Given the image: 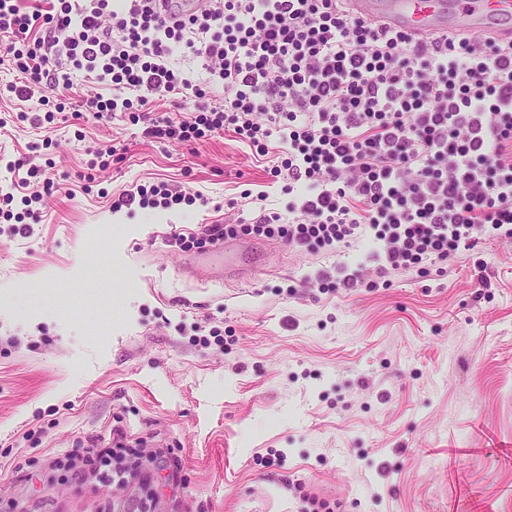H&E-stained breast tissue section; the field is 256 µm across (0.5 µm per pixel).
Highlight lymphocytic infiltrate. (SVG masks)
<instances>
[{
  "label": "lymphocytic infiltrate",
  "mask_w": 512,
  "mask_h": 512,
  "mask_svg": "<svg viewBox=\"0 0 512 512\" xmlns=\"http://www.w3.org/2000/svg\"><path fill=\"white\" fill-rule=\"evenodd\" d=\"M161 0H0V36L20 77L9 96L33 101L32 125L52 123L47 105L74 73L111 87L81 103L99 121L131 109L148 135L193 143L233 131L266 155L292 196L286 211L254 198L255 215L205 229L203 237L252 235L311 253L373 243L374 278L363 267L317 270L312 279L346 293L376 288L424 263L454 261L487 236L512 240V37L448 33L422 42L351 14L345 0H204L176 21ZM188 50L224 89L212 103L172 56ZM192 103L182 120L152 115L155 99ZM32 166L19 193L0 194V235L30 233L44 217ZM180 188L133 184L112 203L170 209ZM23 227L11 226L13 215ZM49 466L79 479L93 474L123 486L144 460L116 431L53 457Z\"/></svg>",
  "instance_id": "obj_1"
}]
</instances>
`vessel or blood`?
Masks as SVG:
<instances>
[{"instance_id":"vessel-or-blood-1","label":"vessel or blood","mask_w":512,"mask_h":512,"mask_svg":"<svg viewBox=\"0 0 512 512\" xmlns=\"http://www.w3.org/2000/svg\"><path fill=\"white\" fill-rule=\"evenodd\" d=\"M348 6L358 16L423 39L450 30L475 35L512 31V0H348ZM179 265L185 274L206 276L216 288L252 282L267 268L264 260L243 257L232 239L186 254Z\"/></svg>"}]
</instances>
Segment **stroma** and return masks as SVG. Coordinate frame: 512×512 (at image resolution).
Returning a JSON list of instances; mask_svg holds the SVG:
<instances>
[{
  "mask_svg": "<svg viewBox=\"0 0 512 512\" xmlns=\"http://www.w3.org/2000/svg\"><path fill=\"white\" fill-rule=\"evenodd\" d=\"M105 90L75 81L47 129L0 96V191L33 164L48 178L42 223L0 236V512L120 498L135 512L132 488L45 465L116 429L163 449V512H300L309 496L336 512H512V241L352 294L303 279L361 250L292 249L243 288L181 280L172 228L236 218L247 190L285 208L280 145L186 146L79 115ZM161 182L208 202L113 211L128 185Z\"/></svg>",
  "mask_w": 512,
  "mask_h": 512,
  "instance_id": "stroma-1",
  "label": "stroma"
}]
</instances>
